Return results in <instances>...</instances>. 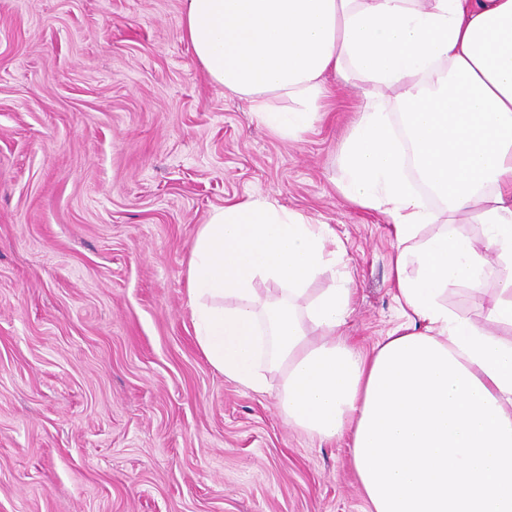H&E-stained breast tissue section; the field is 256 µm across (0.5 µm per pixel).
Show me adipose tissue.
<instances>
[{
	"label": "adipose tissue",
	"mask_w": 512,
	"mask_h": 512,
	"mask_svg": "<svg viewBox=\"0 0 512 512\" xmlns=\"http://www.w3.org/2000/svg\"><path fill=\"white\" fill-rule=\"evenodd\" d=\"M181 29L210 82L275 134L301 140L332 78L393 90L397 106L365 96L338 189L388 216L406 323L357 348L341 331L351 278L329 226L248 199L214 209L192 245L187 291L205 358L274 391L293 427L348 437L367 512H512V341L495 332L512 328V0H184ZM462 213L482 225L481 244L453 229ZM491 266L498 288L482 327L444 296L454 283L481 290ZM332 269L337 287L310 294ZM262 283L279 296L261 299Z\"/></svg>",
	"instance_id": "ef3b65f1"
}]
</instances>
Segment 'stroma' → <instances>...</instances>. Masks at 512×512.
I'll return each mask as SVG.
<instances>
[{"label":"stroma","mask_w":512,"mask_h":512,"mask_svg":"<svg viewBox=\"0 0 512 512\" xmlns=\"http://www.w3.org/2000/svg\"><path fill=\"white\" fill-rule=\"evenodd\" d=\"M183 0H0V512H364L348 440L200 351L190 249L214 209L268 198L329 224L352 271L343 333L404 318L386 215L347 202L361 87L303 140L213 87ZM496 294L448 289L478 324Z\"/></svg>","instance_id":"1"}]
</instances>
